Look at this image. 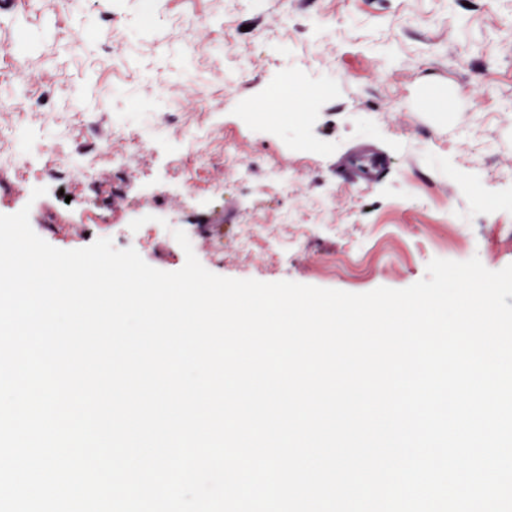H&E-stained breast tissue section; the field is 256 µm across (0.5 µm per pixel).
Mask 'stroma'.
I'll use <instances>...</instances> for the list:
<instances>
[{
    "label": "stroma",
    "instance_id": "35a3bbf8",
    "mask_svg": "<svg viewBox=\"0 0 512 512\" xmlns=\"http://www.w3.org/2000/svg\"><path fill=\"white\" fill-rule=\"evenodd\" d=\"M145 26L140 0H37L30 18L0 16V98L29 95L15 145L35 156L30 168L0 179V213L28 204L35 232L73 250L114 237L140 212L161 216L144 261L167 272L185 254L173 230L195 232L196 257L217 275L290 280L353 293L402 289L426 275L435 258L479 257L489 270L512 264V184L487 172L512 165V0H158ZM203 28L185 37L186 20ZM21 47L42 82L25 91L13 78L9 48ZM169 95L157 97L156 79ZM205 108L170 119L174 103ZM308 101L312 115L288 114ZM135 130L142 147L122 167L103 163L90 178L50 174V146L65 136L72 161L91 140L89 122ZM211 125L204 154L180 152L182 124ZM372 141L389 156L387 171L362 183L336 160ZM243 159L249 178L221 177ZM221 193L203 207L171 213L170 193L190 184ZM93 212L89 236L60 230L58 217ZM392 224L357 258L344 241L314 236L267 268L263 257L236 255L242 224ZM223 261L209 257L213 244Z\"/></svg>",
    "mask_w": 512,
    "mask_h": 512
}]
</instances>
